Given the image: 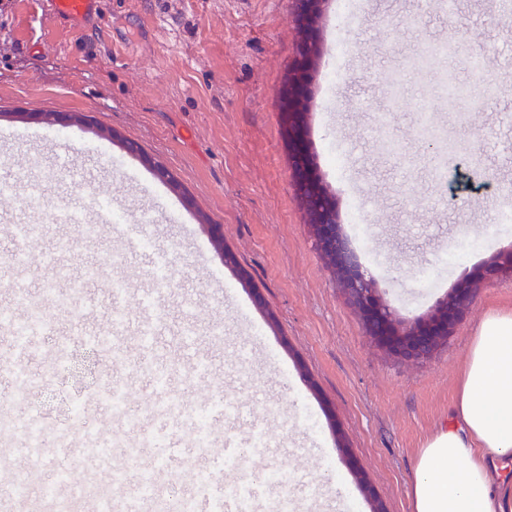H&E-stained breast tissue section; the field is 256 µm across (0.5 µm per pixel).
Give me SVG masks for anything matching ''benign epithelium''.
<instances>
[{
	"label": "benign epithelium",
	"mask_w": 512,
	"mask_h": 512,
	"mask_svg": "<svg viewBox=\"0 0 512 512\" xmlns=\"http://www.w3.org/2000/svg\"><path fill=\"white\" fill-rule=\"evenodd\" d=\"M330 2L291 0L300 41L298 53L286 70L280 95L284 102L281 117L288 141L293 187L318 250L334 267L347 302L359 313L369 335L397 358L424 362L454 334L481 283L512 276V249L494 254L474 276L451 289L430 313L411 323L400 320L384 302L375 279L338 230L336 205L319 187L321 177L307 142L308 86L320 52V22Z\"/></svg>",
	"instance_id": "1"
}]
</instances>
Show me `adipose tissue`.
<instances>
[{
  "label": "adipose tissue",
  "instance_id": "1",
  "mask_svg": "<svg viewBox=\"0 0 512 512\" xmlns=\"http://www.w3.org/2000/svg\"><path fill=\"white\" fill-rule=\"evenodd\" d=\"M512 311L489 312L468 350L450 421L416 459L412 512H512Z\"/></svg>",
  "mask_w": 512,
  "mask_h": 512
}]
</instances>
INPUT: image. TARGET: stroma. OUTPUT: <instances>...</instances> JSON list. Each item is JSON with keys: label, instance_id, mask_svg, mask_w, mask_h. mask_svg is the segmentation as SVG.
Segmentation results:
<instances>
[{"label": "stroma", "instance_id": "obj_1", "mask_svg": "<svg viewBox=\"0 0 512 512\" xmlns=\"http://www.w3.org/2000/svg\"><path fill=\"white\" fill-rule=\"evenodd\" d=\"M333 0L319 36L310 83L308 139L343 220L340 229L400 318L429 313L496 252L512 248V223L497 224L512 191V86L504 55L512 14L498 0H456L446 15L431 0ZM99 29L40 15L36 0H0V130L39 128L38 143L0 145V247L12 225L40 233L27 287L40 293L58 266L103 273L91 301L47 307L30 361L46 381L32 397L53 433L65 430L66 400L99 397L95 377L52 365L64 323L110 331L114 278L130 291L122 380L129 408L145 412L158 389L136 358L174 365L169 388L188 400L231 398L260 417L285 445L274 460L254 458L250 475L276 467L324 490L322 512H412L416 456L451 416L473 333L493 310L512 308V279L485 281L448 342L425 362L397 360L378 347L340 290L304 222L282 135L279 90L299 34L290 0H99ZM446 39L458 51L430 70L416 66L422 44ZM344 56H337V44ZM481 68H473L472 58ZM340 77L329 81L330 66ZM405 73L399 98L389 79ZM465 89L448 104L440 80ZM49 112L83 113L91 126L63 128ZM388 128L380 130L379 113ZM141 146L128 154L122 143ZM163 164L172 182L158 179ZM363 222H345L351 200ZM100 220L96 237L53 218L60 207ZM127 219L103 221L104 211ZM224 228L216 246L208 227ZM149 239L151 249L138 248ZM230 250L234 266L220 251ZM169 265V286L153 273ZM147 315L163 339L141 347ZM193 318L192 348L173 332ZM224 327L215 343L212 324ZM259 336L265 354L239 358ZM208 357V375L193 368Z\"/></svg>", "mask_w": 512, "mask_h": 512}]
</instances>
